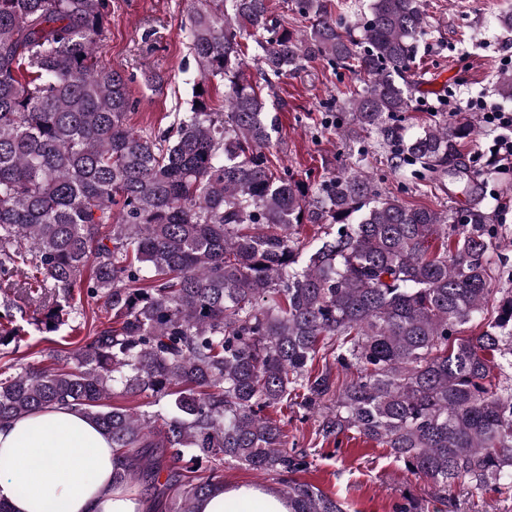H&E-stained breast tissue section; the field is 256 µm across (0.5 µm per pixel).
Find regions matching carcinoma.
Here are the masks:
<instances>
[{"mask_svg":"<svg viewBox=\"0 0 512 512\" xmlns=\"http://www.w3.org/2000/svg\"><path fill=\"white\" fill-rule=\"evenodd\" d=\"M287 9L310 27L289 28L273 0H194L202 92L156 133L128 124V78L97 56L111 0H0V424L74 408L112 443V485L165 470L155 502L179 491L173 512H196L230 463L277 476L292 512H344L299 478L314 453L267 414L299 397L323 444L353 431L444 491L509 496L512 290L461 335L492 295L483 185H460L473 197L461 223L381 194L358 167L315 185L279 172L264 152L275 122L244 74L250 57L270 90L316 60L363 74L342 111L379 130L408 108L423 0H372L357 35L348 0ZM473 132L429 125L399 154L440 176ZM302 224L324 239L298 242ZM77 292L107 322L49 366L26 361L25 326L77 330Z\"/></svg>","mask_w":512,"mask_h":512,"instance_id":"carcinoma-1","label":"carcinoma"}]
</instances>
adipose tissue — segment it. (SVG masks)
<instances>
[{
	"label": "adipose tissue",
	"mask_w": 512,
	"mask_h": 512,
	"mask_svg": "<svg viewBox=\"0 0 512 512\" xmlns=\"http://www.w3.org/2000/svg\"><path fill=\"white\" fill-rule=\"evenodd\" d=\"M27 485L20 493L19 485ZM66 502L67 512H145V503L112 485V444L80 412L54 406L0 424V502L10 512H42ZM290 512L281 493L227 486L202 497L197 512Z\"/></svg>",
	"instance_id": "adipose-tissue-1"
}]
</instances>
